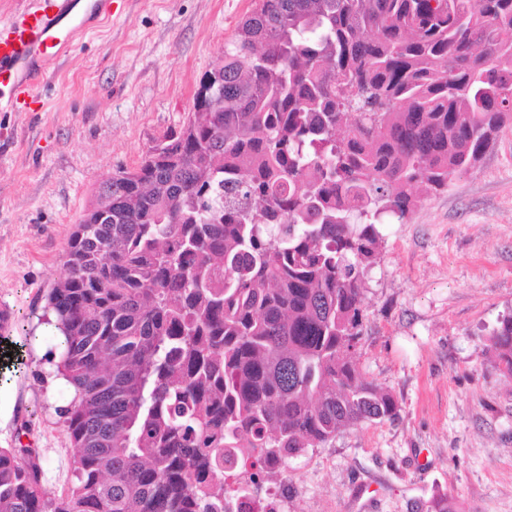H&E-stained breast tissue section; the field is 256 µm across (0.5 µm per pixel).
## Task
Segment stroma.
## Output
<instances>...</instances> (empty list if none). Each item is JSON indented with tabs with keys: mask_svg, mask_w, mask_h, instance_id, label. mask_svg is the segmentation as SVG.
I'll return each mask as SVG.
<instances>
[{
	"mask_svg": "<svg viewBox=\"0 0 512 512\" xmlns=\"http://www.w3.org/2000/svg\"><path fill=\"white\" fill-rule=\"evenodd\" d=\"M256 0H112L109 20L43 69L41 111L0 108V448H40L47 494L73 480L40 316L64 247L103 177L137 167L187 121L201 76ZM354 361L399 405L291 458L281 512H512V375L488 339L512 313V120L474 172L381 227Z\"/></svg>",
	"mask_w": 512,
	"mask_h": 512,
	"instance_id": "obj_1",
	"label": "stroma"
}]
</instances>
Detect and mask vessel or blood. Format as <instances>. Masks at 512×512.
<instances>
[{"label":"vessel or blood","instance_id":"obj_1","mask_svg":"<svg viewBox=\"0 0 512 512\" xmlns=\"http://www.w3.org/2000/svg\"><path fill=\"white\" fill-rule=\"evenodd\" d=\"M74 8V0H31L0 23V90H8L11 105L34 97L43 64L86 31Z\"/></svg>","mask_w":512,"mask_h":512}]
</instances>
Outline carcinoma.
Wrapping results in <instances>:
<instances>
[{
	"mask_svg": "<svg viewBox=\"0 0 512 512\" xmlns=\"http://www.w3.org/2000/svg\"><path fill=\"white\" fill-rule=\"evenodd\" d=\"M219 62L66 244L42 318L74 480L0 448V512H226L224 471L254 497L398 417L352 359L365 273L512 119V0H259ZM489 348L512 375V315Z\"/></svg>",
	"mask_w": 512,
	"mask_h": 512,
	"instance_id": "carcinoma-1",
	"label": "carcinoma"
}]
</instances>
